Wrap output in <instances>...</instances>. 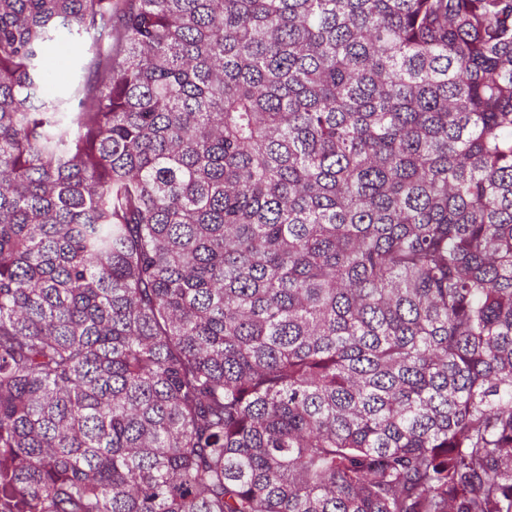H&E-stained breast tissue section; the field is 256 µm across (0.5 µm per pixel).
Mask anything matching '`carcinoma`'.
<instances>
[{
  "label": "carcinoma",
  "mask_w": 512,
  "mask_h": 512,
  "mask_svg": "<svg viewBox=\"0 0 512 512\" xmlns=\"http://www.w3.org/2000/svg\"><path fill=\"white\" fill-rule=\"evenodd\" d=\"M0 512H512V0H0ZM73 42L74 40L68 38H59L49 44V53L55 70L43 87L42 94L46 99L58 95L71 78L74 64L71 45Z\"/></svg>",
  "instance_id": "carcinoma-1"
}]
</instances>
